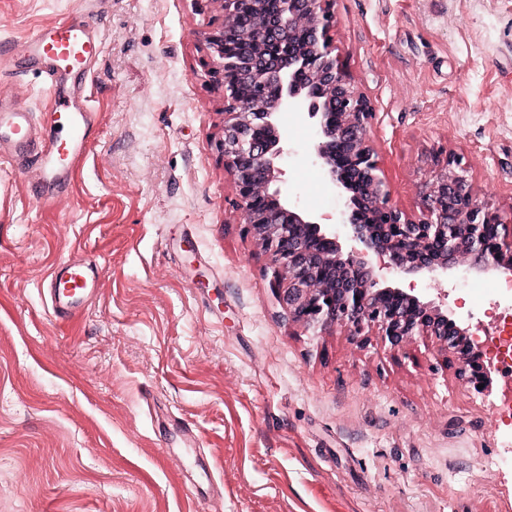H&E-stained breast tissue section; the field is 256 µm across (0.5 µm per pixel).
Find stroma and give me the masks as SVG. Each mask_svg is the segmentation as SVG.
Listing matches in <instances>:
<instances>
[{"instance_id": "stroma-1", "label": "stroma", "mask_w": 512, "mask_h": 512, "mask_svg": "<svg viewBox=\"0 0 512 512\" xmlns=\"http://www.w3.org/2000/svg\"><path fill=\"white\" fill-rule=\"evenodd\" d=\"M335 54L375 114L390 201L426 212L422 184L458 158L477 197L512 210V0H336ZM63 16L104 51L83 82L97 129L51 203L32 169H0V512H512V418L452 356L417 338L313 329L242 222L218 144L196 0H0V40ZM23 59L0 60V101L57 128ZM283 194L343 209L282 113ZM97 263L98 292L57 322L52 268ZM453 289L475 336L493 302Z\"/></svg>"}]
</instances>
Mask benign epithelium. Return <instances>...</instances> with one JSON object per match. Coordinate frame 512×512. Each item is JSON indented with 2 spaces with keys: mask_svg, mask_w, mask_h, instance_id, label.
I'll use <instances>...</instances> for the list:
<instances>
[{
  "mask_svg": "<svg viewBox=\"0 0 512 512\" xmlns=\"http://www.w3.org/2000/svg\"><path fill=\"white\" fill-rule=\"evenodd\" d=\"M218 11L205 40L224 87L220 149L232 174L236 205L275 272L288 280L282 301L308 328L377 329L394 347L416 337L452 355L459 380L489 393L490 364L469 324L448 311L442 285L459 267L512 280V211L473 193L467 167L448 157L425 183L426 217L414 221L390 204L372 141L369 100L339 66L329 37L335 0H260L251 26L238 27L240 0H208ZM307 115L318 133L309 152L344 198L337 224L291 205L278 183L283 148L278 116ZM377 254L386 273L370 262ZM440 286L429 299L397 277ZM483 388H477V385Z\"/></svg>",
  "mask_w": 512,
  "mask_h": 512,
  "instance_id": "obj_1",
  "label": "benign epithelium"
}]
</instances>
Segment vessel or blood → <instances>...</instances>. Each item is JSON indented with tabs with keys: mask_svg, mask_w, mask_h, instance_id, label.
Segmentation results:
<instances>
[{
	"mask_svg": "<svg viewBox=\"0 0 512 512\" xmlns=\"http://www.w3.org/2000/svg\"><path fill=\"white\" fill-rule=\"evenodd\" d=\"M28 69L43 79L64 121V132L37 152L32 162L40 173V190H52L73 179L82 164L87 140L95 127V114L87 100L68 87L76 76L89 73L102 53V40L83 20H55L34 29L22 44ZM39 131L29 112L0 107V162L16 164L18 153L32 147ZM54 318L76 319L95 297V271L81 259L56 271L45 282Z\"/></svg>",
	"mask_w": 512,
	"mask_h": 512,
	"instance_id": "obj_1",
	"label": "vessel or blood"
}]
</instances>
